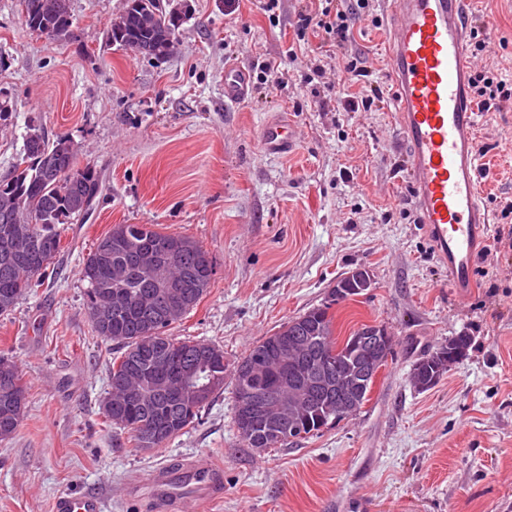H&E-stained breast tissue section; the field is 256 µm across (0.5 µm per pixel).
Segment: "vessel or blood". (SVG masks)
Instances as JSON below:
<instances>
[{
	"label": "vessel or blood",
	"mask_w": 512,
	"mask_h": 512,
	"mask_svg": "<svg viewBox=\"0 0 512 512\" xmlns=\"http://www.w3.org/2000/svg\"><path fill=\"white\" fill-rule=\"evenodd\" d=\"M473 0H387L388 73L397 122L406 146L410 201L453 289L471 286L474 264L488 239L492 216L484 202L477 144V105L471 92L470 11ZM249 92L245 71L224 72V97ZM283 120L269 122L261 143L267 152L294 148ZM224 471L205 460L155 468L129 500L146 512H186L189 505L222 497ZM95 492L59 493L52 512H107Z\"/></svg>",
	"instance_id": "1"
}]
</instances>
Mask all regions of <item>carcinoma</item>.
I'll return each mask as SVG.
<instances>
[{
    "label": "carcinoma",
    "instance_id": "cac0c4a2",
    "mask_svg": "<svg viewBox=\"0 0 512 512\" xmlns=\"http://www.w3.org/2000/svg\"><path fill=\"white\" fill-rule=\"evenodd\" d=\"M20 0L23 23L32 32L51 31L57 27L72 28L73 18L66 14L62 3L66 0H42V10L31 14ZM182 18L167 10L162 0H126L123 12L112 22L108 32L109 42L125 50L136 47L139 54L157 61H164L172 54L176 32ZM102 191V181L90 165H76V149L64 136L53 140L43 132L26 138L23 152L13 165L10 175L0 181V203H8L18 210V223L36 238L37 264H16V269L0 266V314L11 312L19 300L31 289L41 285L35 276L44 273L61 251L64 225L79 221L92 209ZM125 248L112 251L106 261L97 260V252L109 239H99L94 249L83 259L81 280L87 283V308L100 304L108 287L117 275L124 276L122 294L128 303L127 311L112 318V326L105 330L96 323L91 327L96 336L114 342L118 351L112 358L110 391L105 401L112 408L105 409L104 424L125 431L130 436L133 450L149 452L163 447L170 440L184 433L202 417L214 395L224 389L222 361L224 351L220 347L201 341L180 339L168 334L177 320L170 319L160 309H143L140 295L147 289L143 275L135 267L134 254L138 249H148L172 240H179L184 247L170 256V266L184 271L186 290L191 307H196L206 294L214 264L207 253L192 239L175 234L160 233L150 224H123ZM365 281L341 279L331 290L328 300L303 314L289 319L273 334L253 346L237 363L235 370L247 366L256 355L266 352L285 338L312 336L316 352L324 356V362L332 367L351 357L352 337L338 343L334 337L333 316L329 309L336 304V289L362 288ZM152 330L160 340L155 353L159 354L169 369L195 368L198 370L196 385L203 394L192 401H178L164 393H157L149 402L120 404L114 401L115 386L126 375L134 376L143 362L141 342L146 330ZM472 342V337L462 334L448 340L435 351L425 355L413 366L410 381L420 391L433 388L448 370V364L459 362ZM0 363L6 364L5 374L9 384L22 395L20 399L5 400L0 397V440L13 436L22 421L27 403L26 386L18 366L12 358L0 355ZM336 421L334 402L320 397L318 402L299 420V431L292 438L304 439ZM246 447L257 451L290 444L260 425L254 426V436L241 438Z\"/></svg>",
    "mask_w": 512,
    "mask_h": 512
}]
</instances>
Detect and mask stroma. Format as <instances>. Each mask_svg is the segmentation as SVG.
<instances>
[{
  "label": "stroma",
  "mask_w": 512,
  "mask_h": 512,
  "mask_svg": "<svg viewBox=\"0 0 512 512\" xmlns=\"http://www.w3.org/2000/svg\"><path fill=\"white\" fill-rule=\"evenodd\" d=\"M125 0H71L74 36L29 32L19 0H0V93L14 103L0 121V179L30 125L65 136L77 163L105 190L88 217L68 225L52 277L0 315V353L27 386L14 437L0 441V512H50L56 494H104L108 512H129L126 487L154 467L212 459L224 496L190 512H512V242L479 258L472 288L457 295L409 201L382 29L360 24L362 53L383 99L366 112L337 111L361 83L338 81L335 57L310 37L286 51L305 0H188L173 54L158 62L111 45ZM471 23L486 47L473 58L512 83V0H474ZM320 58L324 82L311 81ZM278 60L288 85L259 83ZM243 68L245 99L224 97V69ZM288 118L296 147L267 153L265 124ZM484 200L495 226L511 229L512 104L479 115ZM117 224H150L195 240L214 275L174 336L224 350L227 368L290 318L320 306L349 272L372 286L333 305L337 339L362 325L385 328L393 353L354 415L318 435L256 453L234 425L225 378L203 419L165 447L133 452L106 427L113 343L93 332L79 276L98 238ZM466 356L431 390L409 373L459 334Z\"/></svg>",
  "instance_id": "stroma-1"
}]
</instances>
